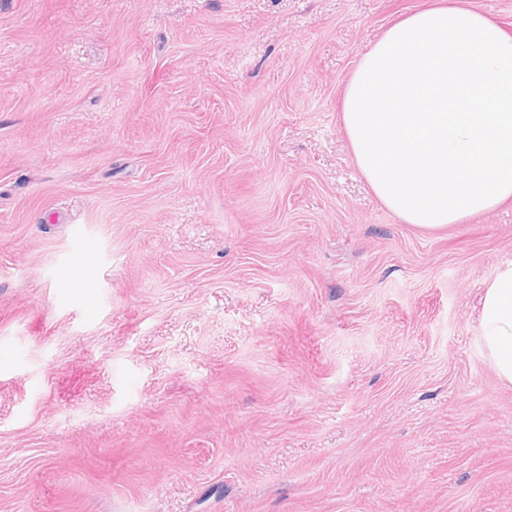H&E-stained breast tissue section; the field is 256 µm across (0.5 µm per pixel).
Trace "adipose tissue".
I'll return each instance as SVG.
<instances>
[{
    "label": "adipose tissue",
    "instance_id": "adipose-tissue-1",
    "mask_svg": "<svg viewBox=\"0 0 512 512\" xmlns=\"http://www.w3.org/2000/svg\"><path fill=\"white\" fill-rule=\"evenodd\" d=\"M355 165L403 223L435 231L512 199V36L483 12L433 6L390 25L345 83ZM476 340L512 384V264L482 301Z\"/></svg>",
    "mask_w": 512,
    "mask_h": 512
}]
</instances>
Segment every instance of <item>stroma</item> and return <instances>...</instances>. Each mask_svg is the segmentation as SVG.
<instances>
[{
	"label": "stroma",
	"mask_w": 512,
	"mask_h": 512,
	"mask_svg": "<svg viewBox=\"0 0 512 512\" xmlns=\"http://www.w3.org/2000/svg\"><path fill=\"white\" fill-rule=\"evenodd\" d=\"M434 2L0 0V512H512V199L421 231L340 124ZM476 341L499 380L512 384L511 263L485 289Z\"/></svg>",
	"instance_id": "1"
}]
</instances>
